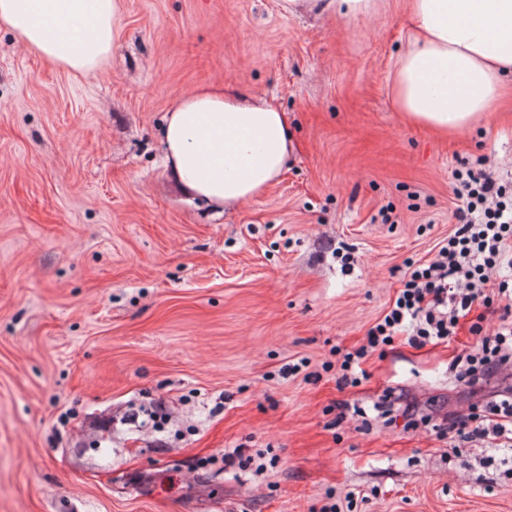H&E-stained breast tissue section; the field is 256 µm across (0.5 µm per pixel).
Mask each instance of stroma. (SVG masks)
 Returning <instances> with one entry per match:
<instances>
[{
  "instance_id": "35a3bbf8",
  "label": "stroma",
  "mask_w": 512,
  "mask_h": 512,
  "mask_svg": "<svg viewBox=\"0 0 512 512\" xmlns=\"http://www.w3.org/2000/svg\"><path fill=\"white\" fill-rule=\"evenodd\" d=\"M381 3L117 0L88 73L0 27V512H512V445L448 438L492 390L455 371L458 344L394 339L336 387L455 230L456 170L512 178V85L472 129L406 123L409 0ZM200 86L292 134L236 208L164 166L165 116ZM283 8L295 13L304 7L319 6L320 9H336L338 13L350 16H370L376 13V1L380 0H282ZM326 1V2H322Z\"/></svg>"
}]
</instances>
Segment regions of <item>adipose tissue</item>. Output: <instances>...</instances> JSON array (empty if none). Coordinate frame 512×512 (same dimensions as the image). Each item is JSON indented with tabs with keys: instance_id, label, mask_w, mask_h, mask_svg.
I'll use <instances>...</instances> for the list:
<instances>
[{
	"instance_id": "ef3b65f1",
	"label": "adipose tissue",
	"mask_w": 512,
	"mask_h": 512,
	"mask_svg": "<svg viewBox=\"0 0 512 512\" xmlns=\"http://www.w3.org/2000/svg\"><path fill=\"white\" fill-rule=\"evenodd\" d=\"M116 0H0V25L51 64L96 69L112 49ZM412 47L393 74V102L441 134L475 126L512 81V0H411ZM167 167L216 206L250 200L282 173L291 146L283 113L237 91L176 98L163 129Z\"/></svg>"
}]
</instances>
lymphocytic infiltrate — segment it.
<instances>
[{"mask_svg": "<svg viewBox=\"0 0 512 512\" xmlns=\"http://www.w3.org/2000/svg\"><path fill=\"white\" fill-rule=\"evenodd\" d=\"M453 194L458 201L456 231L432 260L410 268L392 308L369 329L367 347L399 334L417 348L454 342L473 305L490 314L495 298L505 297V289L489 287L484 271L512 253V181L469 168L459 173ZM510 363L512 321L505 317L492 335L465 344L455 360L457 368L467 373L480 370L485 379ZM448 432L470 442L511 441L512 391L496 393L488 415L480 421L449 419Z\"/></svg>", "mask_w": 512, "mask_h": 512, "instance_id": "obj_1", "label": "lymphocytic infiltrate"}]
</instances>
